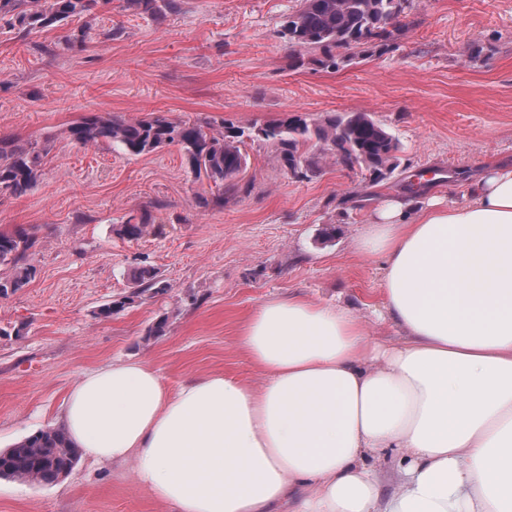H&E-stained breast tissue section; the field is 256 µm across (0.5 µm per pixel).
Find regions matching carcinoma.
Listing matches in <instances>:
<instances>
[{
    "instance_id": "carcinoma-1",
    "label": "carcinoma",
    "mask_w": 512,
    "mask_h": 512,
    "mask_svg": "<svg viewBox=\"0 0 512 512\" xmlns=\"http://www.w3.org/2000/svg\"><path fill=\"white\" fill-rule=\"evenodd\" d=\"M176 7V0H130L145 13L157 15L160 6ZM104 0H0V21L24 35L37 34L72 18L91 16ZM404 0H300L281 29L282 37L296 47L288 66L318 65L335 69L342 63L373 50L386 51L399 30ZM82 146L117 145L129 154L151 153L168 145L184 152L193 172L212 183L213 194L224 197V188L240 189L249 167L244 150L247 140L263 141L274 147L276 164L298 179H307L328 164L356 166L380 182L400 166L399 139L370 112L327 113L317 118L285 115L264 125L248 128L231 124L218 131L201 120L172 121L162 115L134 121L91 113L69 129ZM40 151L0 139V191L21 196L39 178ZM144 215H131L120 225L121 236L134 240L148 232ZM35 245L25 230L0 233V266L9 265L13 274L0 277V296L22 288L33 268L26 254ZM143 292L156 293L167 285L144 270L136 280ZM79 453L64 428L40 430L16 445L0 451V477L49 485L64 479L75 467Z\"/></svg>"
}]
</instances>
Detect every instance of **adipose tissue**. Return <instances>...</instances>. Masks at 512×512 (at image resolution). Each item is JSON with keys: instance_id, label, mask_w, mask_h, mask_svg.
I'll return each instance as SVG.
<instances>
[{"instance_id": "1", "label": "adipose tissue", "mask_w": 512, "mask_h": 512, "mask_svg": "<svg viewBox=\"0 0 512 512\" xmlns=\"http://www.w3.org/2000/svg\"><path fill=\"white\" fill-rule=\"evenodd\" d=\"M359 246L383 260L402 343H372L349 309L270 299L239 337L261 386L217 373L172 392L118 361L71 386L73 444L133 463L174 512H512V165L461 204L383 200Z\"/></svg>"}]
</instances>
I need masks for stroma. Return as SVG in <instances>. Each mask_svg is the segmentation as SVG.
<instances>
[{
	"instance_id": "35a3bbf8",
	"label": "stroma",
	"mask_w": 512,
	"mask_h": 512,
	"mask_svg": "<svg viewBox=\"0 0 512 512\" xmlns=\"http://www.w3.org/2000/svg\"><path fill=\"white\" fill-rule=\"evenodd\" d=\"M157 17L111 4L78 24L23 36L0 27V139L42 149L26 194L0 192V232L26 228L35 268L0 297V449L59 424L79 375L137 360L168 388L211 373L251 385L261 370L239 344L263 301L297 295L350 308L374 342L401 332L378 319L381 261L359 237L406 177L440 170L420 198L463 202L484 166L512 162V0H408L394 46L335 69H290L279 34L298 0H177ZM86 31L84 50L66 41ZM479 51L469 57L468 48ZM369 112L400 139V168L374 183L360 169L326 165L297 179L269 146L248 143L247 192L216 199L178 146L131 155L81 146L68 127L90 113L127 120L163 115L214 127L263 124L291 113ZM151 229L117 233L129 215ZM338 233L323 241L321 231ZM162 293L134 295L141 270ZM112 317H99L109 302ZM166 319L164 335L149 328ZM0 512H172L140 489L131 465L79 458L52 485L0 479Z\"/></svg>"
}]
</instances>
